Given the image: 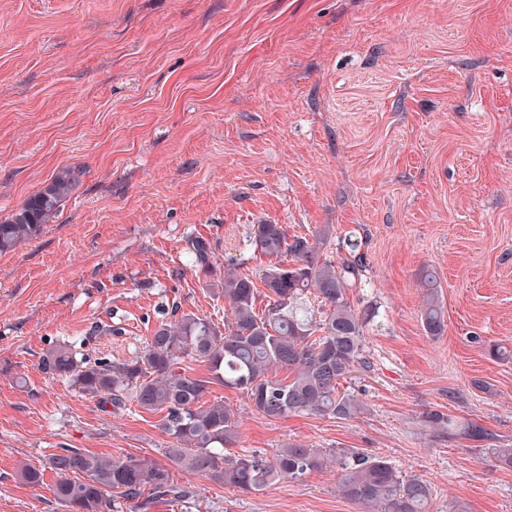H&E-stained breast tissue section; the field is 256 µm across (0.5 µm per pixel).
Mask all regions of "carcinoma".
I'll return each instance as SVG.
<instances>
[{
  "label": "carcinoma",
  "mask_w": 512,
  "mask_h": 512,
  "mask_svg": "<svg viewBox=\"0 0 512 512\" xmlns=\"http://www.w3.org/2000/svg\"><path fill=\"white\" fill-rule=\"evenodd\" d=\"M73 185L72 173L63 170L1 221L0 254L53 223ZM249 242L267 259L262 292L240 272L238 262L227 261L219 272L211 267L210 244L192 243L196 264L215 275L205 285L229 307L224 323L194 313L179 315L175 307L129 359L92 357L64 344L42 356V371L67 378L104 408L121 411L134 405L163 413L161 427L171 439L166 458L228 487L260 492L336 464L342 494L365 512H429V483L403 477L382 456L352 451L338 457L299 443L278 449L269 459L232 451L238 410L223 400H207L214 383L242 391L255 411L269 419L299 414L353 419L367 410L357 395L339 391L340 381L368 366L364 319L348 292L365 269L360 244L350 243L352 258L337 263L321 253L318 243L291 237L283 225L271 221L252 225ZM420 287L422 326L429 336L438 337L445 316L436 272L424 270ZM310 294L319 303L317 317L308 306ZM188 359L205 364L208 374L187 372L183 363ZM280 369L288 371V378L277 377ZM47 470L57 476L52 491L63 512H111V498L138 500L147 486L157 497L185 499L192 494L169 483L164 466L77 448L51 455L45 468L26 466L21 476L39 486Z\"/></svg>",
  "instance_id": "1"
}]
</instances>
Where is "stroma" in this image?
Masks as SVG:
<instances>
[{
  "label": "stroma",
  "instance_id": "obj_1",
  "mask_svg": "<svg viewBox=\"0 0 512 512\" xmlns=\"http://www.w3.org/2000/svg\"><path fill=\"white\" fill-rule=\"evenodd\" d=\"M63 169L77 182L55 222L0 254V512H61L53 472L20 475L60 448L168 466L158 415L101 408L40 359L132 357L175 305L222 321L191 244L258 271L263 219L325 232L331 259L362 240L369 366L341 387L368 410L269 420L213 386L238 448L381 455L428 480L430 512H512L491 455L512 447V356L489 354L512 353V0H0V221ZM434 411L492 438L434 432ZM168 468L189 503L114 512H361L332 468L255 494ZM419 284L424 294L420 315L422 326L429 336L438 337L445 329V316L439 299L440 284L436 272L424 270Z\"/></svg>",
  "mask_w": 512,
  "mask_h": 512
}]
</instances>
